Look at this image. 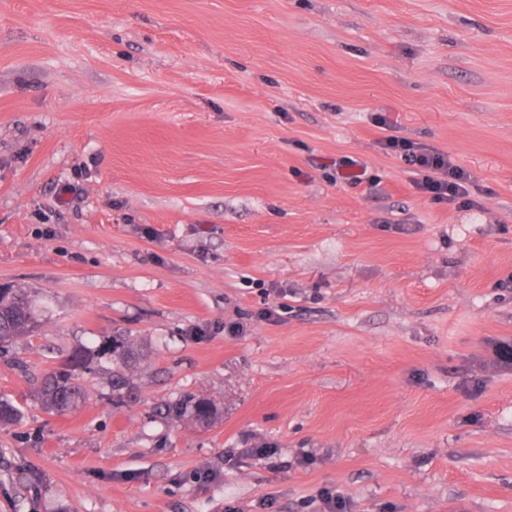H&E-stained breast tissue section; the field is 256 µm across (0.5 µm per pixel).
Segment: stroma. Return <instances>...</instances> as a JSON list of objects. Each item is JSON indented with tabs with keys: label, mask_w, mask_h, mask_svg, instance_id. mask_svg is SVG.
<instances>
[{
	"label": "stroma",
	"mask_w": 512,
	"mask_h": 512,
	"mask_svg": "<svg viewBox=\"0 0 512 512\" xmlns=\"http://www.w3.org/2000/svg\"><path fill=\"white\" fill-rule=\"evenodd\" d=\"M379 114L479 208L419 194ZM509 278L512 0H0V283L41 310L0 354V512H512ZM118 331L136 402L106 361L45 413ZM188 392L217 424L158 415ZM322 169L332 171L329 175L335 184H358L362 183L367 172V166L352 157L327 158L320 163ZM112 358V396L124 403L132 390L128 370L134 358L133 347L128 336H111L95 351H73L63 367L48 374L37 395L41 408L57 416L71 413L79 406L84 396L83 380L98 370V359Z\"/></svg>",
	"instance_id": "1"
}]
</instances>
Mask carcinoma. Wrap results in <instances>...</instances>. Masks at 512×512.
<instances>
[{
    "mask_svg": "<svg viewBox=\"0 0 512 512\" xmlns=\"http://www.w3.org/2000/svg\"><path fill=\"white\" fill-rule=\"evenodd\" d=\"M39 326L40 313L31 290L0 286V351H8L16 337L33 333ZM105 356L112 358V395L125 402L132 390L128 370L134 351L128 337L118 335L107 338L95 351L72 352L62 368L48 374L37 391L41 408L57 416L77 409L84 396V377L96 373L98 360ZM164 415L175 422L190 419L209 427L216 424L217 411L209 399L190 393L165 405ZM21 416L12 400L0 398V424H13Z\"/></svg>",
    "mask_w": 512,
    "mask_h": 512,
    "instance_id": "1",
    "label": "carcinoma"
}]
</instances>
